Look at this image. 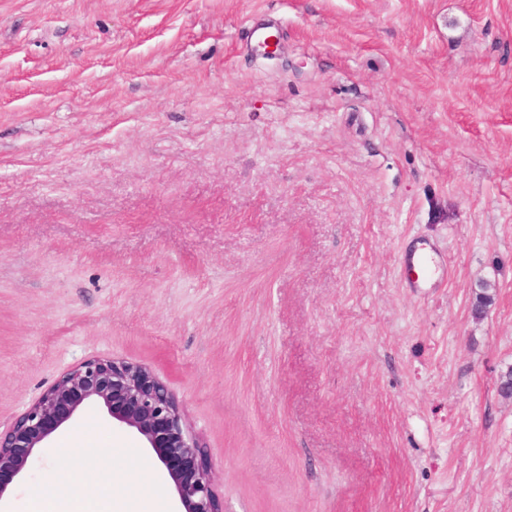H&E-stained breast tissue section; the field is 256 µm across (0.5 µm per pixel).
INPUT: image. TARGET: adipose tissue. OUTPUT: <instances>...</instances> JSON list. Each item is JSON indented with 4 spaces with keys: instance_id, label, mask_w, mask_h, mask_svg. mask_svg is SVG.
<instances>
[{
    "instance_id": "ef3b65f1",
    "label": "adipose tissue",
    "mask_w": 512,
    "mask_h": 512,
    "mask_svg": "<svg viewBox=\"0 0 512 512\" xmlns=\"http://www.w3.org/2000/svg\"><path fill=\"white\" fill-rule=\"evenodd\" d=\"M61 451L70 460L66 472L51 470L52 486L43 499L50 503V512H64L56 499L98 498L117 501L120 512H167L166 501L155 485L151 469L137 451L127 453V466L138 482V491H131L126 478L114 476L112 441L100 438L90 430L66 435ZM129 475V476H130Z\"/></svg>"
}]
</instances>
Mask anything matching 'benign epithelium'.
Returning <instances> with one entry per match:
<instances>
[{
	"label": "benign epithelium",
	"instance_id": "7a95c632",
	"mask_svg": "<svg viewBox=\"0 0 512 512\" xmlns=\"http://www.w3.org/2000/svg\"><path fill=\"white\" fill-rule=\"evenodd\" d=\"M91 408L138 435L154 453L170 481L177 512H223L214 477L202 464L204 444L168 387L148 367L113 358L77 364L0 432V502L22 479L29 459Z\"/></svg>",
	"mask_w": 512,
	"mask_h": 512
}]
</instances>
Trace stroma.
Here are the masks:
<instances>
[{"instance_id":"1","label":"stroma","mask_w":512,"mask_h":512,"mask_svg":"<svg viewBox=\"0 0 512 512\" xmlns=\"http://www.w3.org/2000/svg\"><path fill=\"white\" fill-rule=\"evenodd\" d=\"M91 357L224 512H512V0H0V430ZM404 272L407 274L409 288H428V265L423 252H411L406 254L401 262Z\"/></svg>"}]
</instances>
